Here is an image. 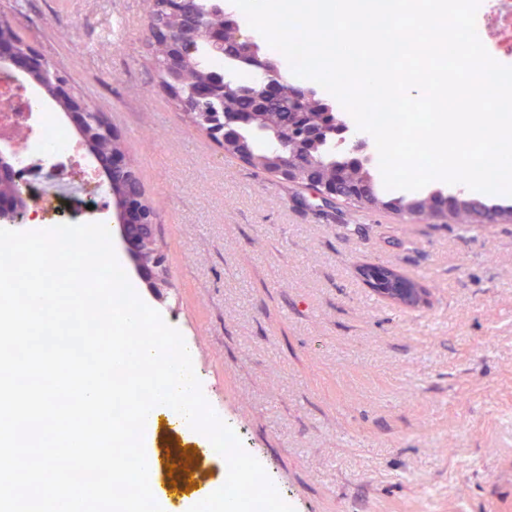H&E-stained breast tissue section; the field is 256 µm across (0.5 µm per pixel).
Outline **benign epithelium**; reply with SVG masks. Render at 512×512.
I'll return each instance as SVG.
<instances>
[{
    "label": "benign epithelium",
    "mask_w": 512,
    "mask_h": 512,
    "mask_svg": "<svg viewBox=\"0 0 512 512\" xmlns=\"http://www.w3.org/2000/svg\"><path fill=\"white\" fill-rule=\"evenodd\" d=\"M152 3V35L156 42L168 46V53L162 62L164 76L161 87L169 98L178 99L184 86V74L189 64V54L183 49L186 40L201 41L210 50L221 55L256 60L260 63L258 77L248 93L252 105L246 109L226 111L217 120L205 123L202 129L207 134H219L215 130L217 126L224 127L226 134L247 129L254 124L264 106L281 102L288 108L287 137L294 150L284 154L279 153L277 148L272 150L276 154V167L272 175L285 183L313 191L317 199L330 206L336 204L338 199L353 200L364 208L376 209L381 206L370 195L367 184L346 179L341 165H336L335 179L329 180L322 176L320 158L310 150L311 143L317 140L318 131L307 126L303 118L314 92L298 87L285 88L278 66L270 60L260 58L257 44L252 41L227 39V28L239 24L233 13H225L224 27L206 26L181 35L170 22L183 12L187 0H152ZM18 66L63 111L76 116V128L82 139L92 147L93 154L109 166V191L120 203L118 242L132 260L135 269L149 275L154 281L158 291L157 298L163 299L166 285L159 261L156 214L142 194L138 171L128 163L123 150L110 146L101 150L95 148V144L100 142H121L120 135L110 122L101 116L95 117V112L85 99L74 92L51 62L41 57L30 43L19 40L9 23L0 20V74L12 81V68ZM191 93L195 101L206 103L216 98L222 99L234 93V90L232 81L226 79L223 73L215 71L210 78L192 85ZM335 123L336 138L329 142L328 153L342 155L343 162L370 167L373 154L367 138L342 116L336 117ZM468 199L470 196L464 190L458 189L456 194L441 196L431 203V212H453ZM26 211V197L20 192L16 169L10 156L0 151V223L17 224L22 221ZM408 291L407 285L401 281L393 282L390 288L378 289L379 295L398 303L403 302Z\"/></svg>",
    "instance_id": "benign-epithelium-1"
}]
</instances>
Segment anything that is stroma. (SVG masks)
Returning a JSON list of instances; mask_svg holds the SVG:
<instances>
[{"instance_id": "35a3bbf8", "label": "stroma", "mask_w": 512, "mask_h": 512, "mask_svg": "<svg viewBox=\"0 0 512 512\" xmlns=\"http://www.w3.org/2000/svg\"><path fill=\"white\" fill-rule=\"evenodd\" d=\"M150 0H0V15L105 112L158 217L170 287L143 302L191 343L210 407L295 512H512V223L463 231L392 210L322 206L225 154L159 87ZM80 160L107 173L36 85ZM28 210L118 222L112 195ZM397 270L425 305L384 300Z\"/></svg>"}]
</instances>
